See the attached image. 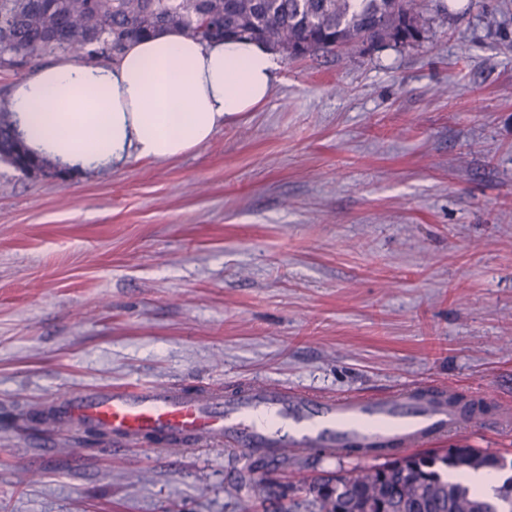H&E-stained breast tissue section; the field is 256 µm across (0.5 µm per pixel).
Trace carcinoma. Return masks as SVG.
Instances as JSON below:
<instances>
[{
    "mask_svg": "<svg viewBox=\"0 0 512 512\" xmlns=\"http://www.w3.org/2000/svg\"><path fill=\"white\" fill-rule=\"evenodd\" d=\"M434 0H0V37L15 55L0 66L18 67L28 57L68 51L93 57L88 43L108 45L116 56L126 44L164 28H178L203 41L243 38L260 41L290 58L322 52L357 51L371 46H406L421 38L424 14ZM73 21L74 40L51 42L48 31ZM9 104L0 102V161L25 173L12 147ZM23 425H45L53 418L39 409L16 415ZM512 460L456 448L440 454L389 453L383 463L338 474L313 484L299 481L304 497L290 512H512V477L487 500L448 471H502ZM255 499L281 498L280 484L261 482Z\"/></svg>",
    "mask_w": 512,
    "mask_h": 512,
    "instance_id": "cac0c4a2",
    "label": "carcinoma"
}]
</instances>
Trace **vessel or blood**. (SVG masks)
<instances>
[{"instance_id":"b4317fda","label":"vessel or blood","mask_w":512,"mask_h":512,"mask_svg":"<svg viewBox=\"0 0 512 512\" xmlns=\"http://www.w3.org/2000/svg\"><path fill=\"white\" fill-rule=\"evenodd\" d=\"M450 389L401 390L367 398H331L257 383L240 394L196 396L121 387L72 396L56 408L59 425L82 423L118 446L156 436L173 447L224 446L277 458L286 448L346 453L351 448H420L435 436L475 423L450 404Z\"/></svg>"}]
</instances>
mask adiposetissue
<instances>
[{"instance_id":"obj_1","label":"adipose tissue","mask_w":512,"mask_h":512,"mask_svg":"<svg viewBox=\"0 0 512 512\" xmlns=\"http://www.w3.org/2000/svg\"><path fill=\"white\" fill-rule=\"evenodd\" d=\"M278 69L265 43L166 29L111 62L56 57L15 85L11 110L31 155L85 174L206 144L225 120L269 98Z\"/></svg>"}]
</instances>
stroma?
Masks as SVG:
<instances>
[{"label": "stroma", "instance_id": "35a3bbf8", "mask_svg": "<svg viewBox=\"0 0 512 512\" xmlns=\"http://www.w3.org/2000/svg\"><path fill=\"white\" fill-rule=\"evenodd\" d=\"M254 380L492 404L433 441L512 459V0H450L419 42L282 57L268 100L171 160L0 162V512H236L226 448L81 454L6 415L112 386ZM38 473L29 481V473Z\"/></svg>", "mask_w": 512, "mask_h": 512}]
</instances>
